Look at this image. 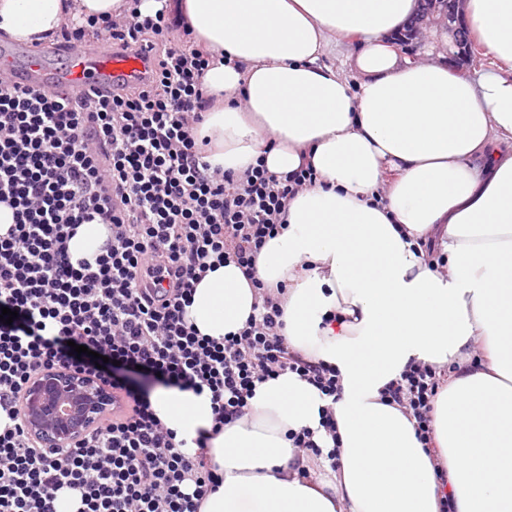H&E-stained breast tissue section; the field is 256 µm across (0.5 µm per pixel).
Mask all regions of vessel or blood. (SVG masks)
Returning a JSON list of instances; mask_svg holds the SVG:
<instances>
[{"label": "vessel or blood", "mask_w": 512, "mask_h": 512, "mask_svg": "<svg viewBox=\"0 0 512 512\" xmlns=\"http://www.w3.org/2000/svg\"><path fill=\"white\" fill-rule=\"evenodd\" d=\"M22 88L72 89L94 98L113 88L149 79L150 63L141 50L111 44L69 42L38 51L0 49V73Z\"/></svg>", "instance_id": "obj_1"}]
</instances>
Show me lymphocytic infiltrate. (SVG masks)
Returning <instances> with one entry per match:
<instances>
[{"label":"lymphocytic infiltrate","instance_id":"1","mask_svg":"<svg viewBox=\"0 0 512 512\" xmlns=\"http://www.w3.org/2000/svg\"><path fill=\"white\" fill-rule=\"evenodd\" d=\"M177 28L182 38L170 42ZM64 36L143 48L154 77L95 100L0 82V205L13 214L0 234V308L18 313L0 321V408L11 421L0 433V512H54L65 488L79 493V512H199L220 478L178 450L151 407L153 387L210 390L218 432L244 414L257 384L294 372L328 400L319 424L337 434L330 404L340 374L289 351L278 297L264 296L245 328L220 342L185 319L207 271L232 260L252 273L284 228L289 199L316 174L308 166L278 176L260 161L238 179L204 161L195 127L215 103L203 89L210 59L183 16L131 9ZM91 222L110 230L104 252L72 261L68 241ZM77 344L88 355L77 356ZM48 367L99 378L125 395L126 412L66 450L40 448L17 406ZM439 388L435 368L411 365L382 395L409 412L425 445Z\"/></svg>","mask_w":512,"mask_h":512}]
</instances>
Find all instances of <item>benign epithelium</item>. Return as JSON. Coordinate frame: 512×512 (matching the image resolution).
I'll return each mask as SVG.
<instances>
[{"label": "benign epithelium", "mask_w": 512, "mask_h": 512, "mask_svg": "<svg viewBox=\"0 0 512 512\" xmlns=\"http://www.w3.org/2000/svg\"><path fill=\"white\" fill-rule=\"evenodd\" d=\"M462 0H422V9L412 23L410 39L393 37L411 56L434 44L448 41V63L458 65L471 54L464 25ZM19 403L21 416L33 440L45 448H64L97 426L112 408V388L88 374L70 368H47L26 385Z\"/></svg>", "instance_id": "obj_1"}]
</instances>
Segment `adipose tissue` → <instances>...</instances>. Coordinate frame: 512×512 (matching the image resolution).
<instances>
[{"mask_svg":"<svg viewBox=\"0 0 512 512\" xmlns=\"http://www.w3.org/2000/svg\"><path fill=\"white\" fill-rule=\"evenodd\" d=\"M126 0H0V35L21 44L117 13ZM178 10L210 54L216 103L206 160L244 175L257 158L317 181L287 206L253 276L233 262L194 288L187 320L217 340L280 297L288 349L338 369L336 437L298 374L257 384L246 413L212 429L210 391L161 389L157 417L182 453L223 482L200 512H512V0H464L471 39L495 60L459 75L445 55L402 58L387 42L416 0H139ZM353 59L355 78L334 57ZM448 256L428 264V247ZM442 371L430 446L381 400L410 363ZM315 430L340 467L293 448ZM445 479H437V472Z\"/></svg>","mask_w":512,"mask_h":512,"instance_id":"obj_1","label":"adipose tissue"}]
</instances>
